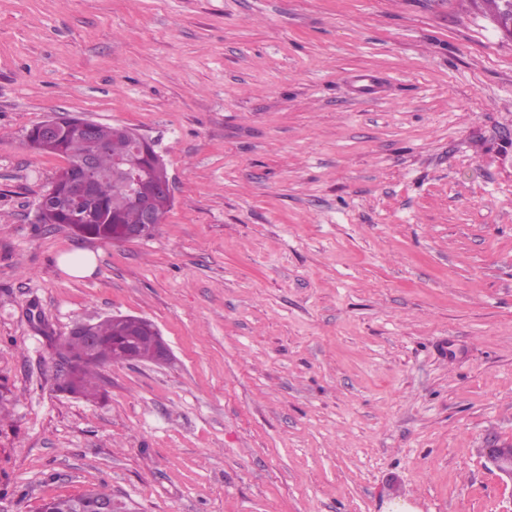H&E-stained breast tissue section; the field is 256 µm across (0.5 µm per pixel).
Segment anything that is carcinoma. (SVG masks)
Instances as JSON below:
<instances>
[{"label":"carcinoma","instance_id":"obj_1","mask_svg":"<svg viewBox=\"0 0 512 512\" xmlns=\"http://www.w3.org/2000/svg\"><path fill=\"white\" fill-rule=\"evenodd\" d=\"M127 130L129 127L123 125L98 124L91 138L66 134L59 141H34L28 148L35 153L61 156L74 164L85 155L95 152L99 144L112 142L116 148L126 152L128 160L139 162L142 159L141 150L131 149L130 140L125 136ZM166 177L167 166L163 164L153 168L149 172V178L141 185L143 194L151 198L154 208L162 216L169 211L172 200L167 196L154 194L153 181ZM139 223L140 213L129 202L126 183L114 178L105 184L101 199L88 208L87 219L79 225V229L92 238L119 242L122 225ZM127 332L128 326L124 317L112 316L97 322L99 342L93 350L85 349L83 341L77 336L66 339L60 350L72 354L75 359L81 361L74 394L85 398H95L99 395V386L96 383L97 368L103 365L105 360L124 361V356L115 343L118 339L126 337ZM110 497L112 494L106 491H96L76 497L53 499L42 505L41 512H90L96 499Z\"/></svg>","mask_w":512,"mask_h":512}]
</instances>
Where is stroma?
<instances>
[{
  "mask_svg": "<svg viewBox=\"0 0 512 512\" xmlns=\"http://www.w3.org/2000/svg\"><path fill=\"white\" fill-rule=\"evenodd\" d=\"M55 112L154 142L150 237L36 223ZM98 252L93 276L58 257ZM166 365L60 391L83 321ZM512 39L487 0H0V512H512ZM130 138L133 139V141L136 142L141 149H143L142 152L147 155L148 158L154 159V163L156 165H159L163 162L162 158L158 154L153 155L151 153L152 142L145 136L131 129ZM167 174V166L166 163L163 162L161 166L152 168V170L149 172V178L141 185L143 194L151 198L154 208L159 212L163 219L172 205V200L167 196L154 194L153 181L164 179L167 177ZM140 326L153 334L151 337L153 338L154 345L149 352L143 353L137 348L134 339L129 340L128 343L124 344V349L128 354L129 361L131 363H149L155 365L168 363L171 359V349L157 327L151 321L144 318ZM485 452L493 466L512 482V446H490ZM111 497L112 494L106 491H96L76 497L53 499L42 505L41 512H90L96 499ZM79 509L82 511H78Z\"/></svg>",
  "mask_w": 512,
  "mask_h": 512,
  "instance_id": "35a3bbf8",
  "label": "stroma"
}]
</instances>
